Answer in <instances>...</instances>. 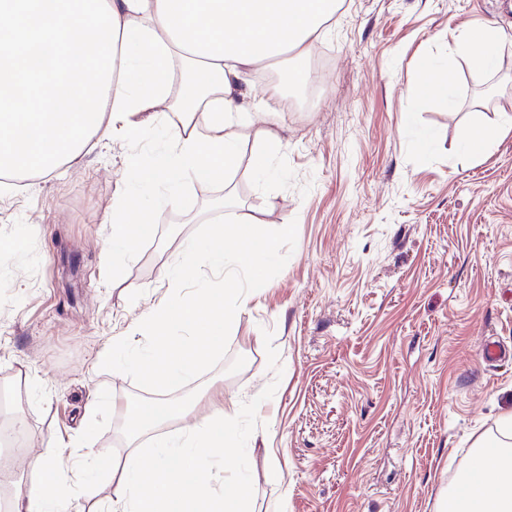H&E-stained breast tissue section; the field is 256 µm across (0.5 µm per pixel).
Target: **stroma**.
Segmentation results:
<instances>
[{
  "mask_svg": "<svg viewBox=\"0 0 512 512\" xmlns=\"http://www.w3.org/2000/svg\"><path fill=\"white\" fill-rule=\"evenodd\" d=\"M511 20L512 0H345L319 54L270 67L313 76L297 86L308 108L265 117L279 137L273 177H256L261 143L238 128L223 182L184 177L130 256L112 254L113 200L134 161L169 152L178 91L135 129L100 130L76 162L0 182V237L20 244L0 263V431L25 439L0 497L36 482L46 457L77 512L108 507L145 442L124 406L156 395L96 356L123 337L144 343L139 322L172 292L165 268L228 193L236 219L296 222V247L245 295L223 361L174 401L200 418L277 382L247 443L254 512H436L477 441L512 414V359L482 357L489 339L512 349V134L461 154L472 127L512 114V56L485 74L453 53L461 28ZM425 58L461 70L454 106L413 96ZM405 112L435 133L431 150L402 127Z\"/></svg>",
  "mask_w": 512,
  "mask_h": 512,
  "instance_id": "stroma-1",
  "label": "stroma"
}]
</instances>
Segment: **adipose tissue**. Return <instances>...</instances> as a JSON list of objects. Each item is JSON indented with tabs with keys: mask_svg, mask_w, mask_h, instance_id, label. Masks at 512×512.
I'll list each match as a JSON object with an SVG mask.
<instances>
[{
	"mask_svg": "<svg viewBox=\"0 0 512 512\" xmlns=\"http://www.w3.org/2000/svg\"><path fill=\"white\" fill-rule=\"evenodd\" d=\"M340 0H0V174L46 171L76 160L103 124L129 123L170 92L176 61L206 76L197 97L165 120L173 132L158 168L137 173L122 201L137 213L138 189L177 186L184 175L223 180L236 160L237 127L269 112L241 90L249 70L304 53L322 36ZM454 53L470 69L490 71L512 54V35L495 25L464 28ZM132 433L142 434L189 407L167 401L126 407ZM498 435L480 440L482 466L495 481L468 492L467 512H512V416ZM33 468L40 486L19 493L12 512H68L59 467Z\"/></svg>",
	"mask_w": 512,
	"mask_h": 512,
	"instance_id": "obj_1",
	"label": "adipose tissue"
}]
</instances>
